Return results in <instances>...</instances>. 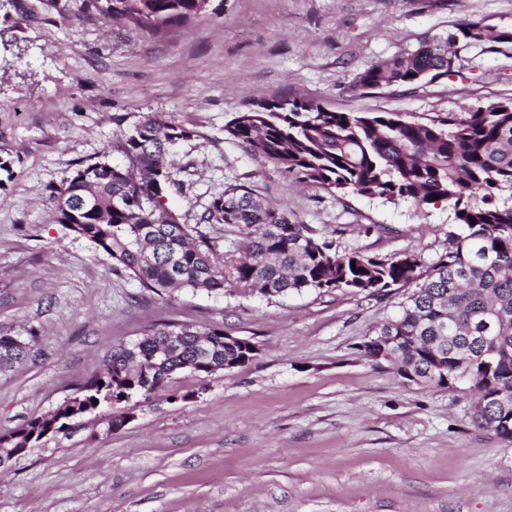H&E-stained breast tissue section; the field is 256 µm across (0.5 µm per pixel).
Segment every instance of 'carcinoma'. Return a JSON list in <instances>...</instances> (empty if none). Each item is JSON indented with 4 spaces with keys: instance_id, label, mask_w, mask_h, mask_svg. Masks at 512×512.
Masks as SVG:
<instances>
[{
    "instance_id": "1",
    "label": "carcinoma",
    "mask_w": 512,
    "mask_h": 512,
    "mask_svg": "<svg viewBox=\"0 0 512 512\" xmlns=\"http://www.w3.org/2000/svg\"><path fill=\"white\" fill-rule=\"evenodd\" d=\"M108 21L145 30L186 25L205 0H94ZM491 40L512 44V29L493 36L476 21L445 37L372 64L356 85L374 90L435 81L453 72L454 47ZM227 139L296 179L338 195L378 197L417 206L433 195L453 209L457 230L426 266L410 253L340 254L334 241L265 205L253 190L230 184L197 218L182 222L165 205L172 184L171 149L193 137L183 125L147 115L121 134L122 163L105 159L77 168L51 191L56 221L104 253L112 268L157 295L175 290L220 291L232 281L276 297L290 292L381 295L413 287L399 316L360 346L376 366L386 364L417 385L462 389L474 397V424L512 440V101L488 102L428 123L398 112H335L319 103L273 96L236 113ZM90 199L88 208L62 202ZM222 224L245 238L247 258L220 262L217 245L198 229ZM176 334V343L169 336ZM398 340L388 343V337ZM33 337L0 327V371L27 358ZM255 356L224 344L219 327H153L112 350L99 373L54 410L0 436L1 448H24L48 426L107 408L108 427L123 426L120 405L148 398L182 370L214 374L226 360Z\"/></svg>"
}]
</instances>
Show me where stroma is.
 I'll return each instance as SVG.
<instances>
[{"label": "stroma", "mask_w": 512, "mask_h": 512, "mask_svg": "<svg viewBox=\"0 0 512 512\" xmlns=\"http://www.w3.org/2000/svg\"><path fill=\"white\" fill-rule=\"evenodd\" d=\"M473 19L512 29V0H210L157 34L108 23L92 0H0V156L14 171L0 189V327L36 337L0 373V435L55 409L150 328L211 325L259 348L229 371L174 374L129 402L119 431L98 410L49 434L0 471V512H512V441L473 426L470 395L407 382L360 351L411 287L269 299L229 283L163 299L58 224L50 200L80 165L120 160L121 133L152 114L194 132L166 199L183 222L244 185L338 252L432 263L456 227L447 201L299 183L224 125L275 95L418 122L512 101V45L464 48L432 82L355 85L374 62Z\"/></svg>", "instance_id": "1"}]
</instances>
